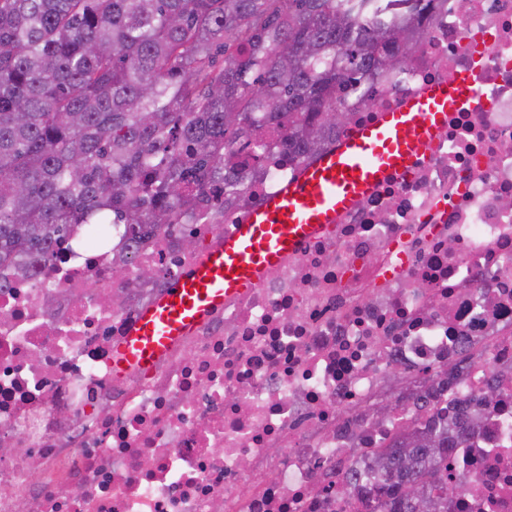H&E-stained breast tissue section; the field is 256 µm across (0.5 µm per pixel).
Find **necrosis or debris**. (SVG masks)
<instances>
[{
  "label": "necrosis or debris",
  "instance_id": "necrosis-or-debris-1",
  "mask_svg": "<svg viewBox=\"0 0 512 512\" xmlns=\"http://www.w3.org/2000/svg\"><path fill=\"white\" fill-rule=\"evenodd\" d=\"M462 72L477 96L449 111L426 157L249 295L226 298L150 374L115 383L113 346L210 245L303 173L278 139L239 206L154 229L122 278L112 273L116 232L53 252L25 278L0 270V446L13 450L0 458V512H366V496L318 483L341 466L368 484L378 449L413 432L417 407L389 419L372 407L387 375L483 348L454 394L468 397L493 373L501 392L463 451L468 495L449 499L448 512H512V0L433 9L407 64L386 70L367 99H346L345 131ZM185 232L196 249L182 250ZM246 460L266 481L252 480Z\"/></svg>",
  "mask_w": 512,
  "mask_h": 512
}]
</instances>
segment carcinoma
Listing matches in <instances>:
<instances>
[{
  "instance_id": "cac0c4a2",
  "label": "carcinoma",
  "mask_w": 512,
  "mask_h": 512,
  "mask_svg": "<svg viewBox=\"0 0 512 512\" xmlns=\"http://www.w3.org/2000/svg\"><path fill=\"white\" fill-rule=\"evenodd\" d=\"M435 0H0V266L27 272L96 224H191L239 204L275 133L291 160L317 155L385 60L407 61ZM467 352L395 403H430L480 361ZM469 421L417 418L374 460L377 512H427L464 494L452 450Z\"/></svg>"
}]
</instances>
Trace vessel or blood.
Instances as JSON below:
<instances>
[{"label":"vessel or blood","instance_id":"obj_1","mask_svg":"<svg viewBox=\"0 0 512 512\" xmlns=\"http://www.w3.org/2000/svg\"><path fill=\"white\" fill-rule=\"evenodd\" d=\"M474 90L473 81L462 77L429 89L398 111L382 113L252 210L232 234L209 248L201 263L140 312L112 350L113 378L150 372L174 345L223 309L225 297L256 288L288 253L332 231L338 214L423 158L449 110L467 102Z\"/></svg>","mask_w":512,"mask_h":512}]
</instances>
